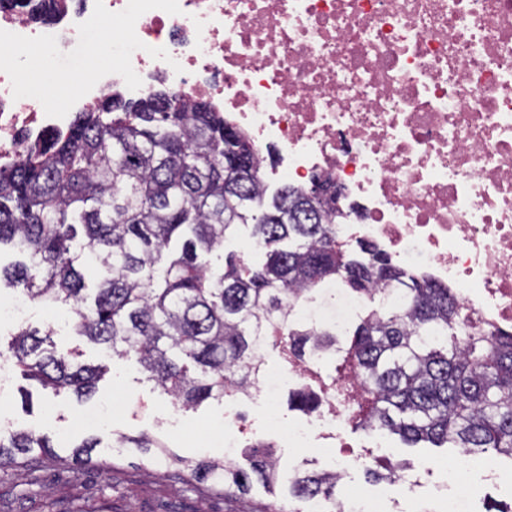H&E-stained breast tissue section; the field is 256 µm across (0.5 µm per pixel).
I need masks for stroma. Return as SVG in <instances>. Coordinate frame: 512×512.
Instances as JSON below:
<instances>
[{
  "mask_svg": "<svg viewBox=\"0 0 512 512\" xmlns=\"http://www.w3.org/2000/svg\"><path fill=\"white\" fill-rule=\"evenodd\" d=\"M26 323L43 332L51 331L57 349L78 351L82 363L105 365L108 372L95 396L87 401L77 400L70 392L56 395L36 386L30 388L33 409L27 413L20 399L26 382L15 368H8L0 382V419L22 422L47 436L62 460L35 472L23 465L0 471V512H97L103 504L110 512H261L265 507L287 505L289 485L296 473L333 467L345 455L359 453L367 443L366 433L351 426L341 436V448L328 459L319 458L316 449L290 446L285 435L288 426L305 420L306 415L289 407L288 399L304 388V378H294L283 386L278 424H264L261 399L245 400L244 412L260 426L257 432L241 433L225 425L223 403L209 400L197 410H184L147 380L135 356L103 352L76 335L68 308L50 313L31 304ZM104 405L113 407V415L95 423L87 421L89 411ZM120 433L160 438L172 457L160 462L148 454H117L111 444ZM88 439L98 440L99 446L91 453V466L81 469L68 458L74 446ZM258 440L272 444L280 459L281 477L275 486L256 480L247 494L221 497L208 493L205 483L189 486L174 478L176 458L220 460L229 443L234 446L232 464L247 468L246 453ZM373 458L403 463L408 473L421 475L422 485L414 491L398 482L385 483L387 498L397 499L401 512H408L414 498L429 512H444L446 503L438 496L437 485L445 481L448 466L473 460L474 455L465 448H436L424 442L411 446L389 435Z\"/></svg>",
  "mask_w": 512,
  "mask_h": 512,
  "instance_id": "obj_1",
  "label": "stroma"
}]
</instances>
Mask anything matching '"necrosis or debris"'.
Segmentation results:
<instances>
[{"mask_svg": "<svg viewBox=\"0 0 512 512\" xmlns=\"http://www.w3.org/2000/svg\"><path fill=\"white\" fill-rule=\"evenodd\" d=\"M99 0H69L41 23L0 7V30L52 35L62 52ZM139 17L131 56L140 88L101 78L74 111L109 91L158 88L206 101L240 129L265 180L344 188L337 244L373 243L415 276L448 287L476 331L512 334V0H179ZM154 48L169 57L151 56ZM70 117L14 99L0 71V166ZM297 367H262L249 392L269 418ZM326 413L289 428L331 453L357 413L323 391Z\"/></svg>", "mask_w": 512, "mask_h": 512, "instance_id": "4bbe7bcc", "label": "necrosis or debris"}]
</instances>
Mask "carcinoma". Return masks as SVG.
Wrapping results in <instances>:
<instances>
[{
    "label": "carcinoma",
    "mask_w": 512,
    "mask_h": 512,
    "mask_svg": "<svg viewBox=\"0 0 512 512\" xmlns=\"http://www.w3.org/2000/svg\"><path fill=\"white\" fill-rule=\"evenodd\" d=\"M39 21L58 16L59 0H0ZM160 90L138 101L109 95L75 114L65 134L49 132L8 166H0V287L67 306L75 333L119 356L134 354L160 390L183 409L244 388L254 369L263 320L292 299H312L339 282L375 296L398 288L403 303L364 317L344 353L358 372L366 406L358 427L388 431L409 444L475 448L512 456V335L465 337L449 289L415 277L370 243L336 248V200L311 202L284 185L266 197L260 160L240 130L210 104ZM249 176H239V164ZM266 250L261 264L235 252L212 267L202 258L224 250L240 226ZM98 273L88 287L82 269ZM287 349L300 359L310 346L329 349L336 329L293 322ZM56 350L50 333L19 326L7 351L21 376L58 395L97 392L107 368ZM294 406L312 412L315 394L300 390ZM112 447L162 448L145 435L120 434ZM251 470L220 461L180 463L176 478L209 481L216 495L244 494L257 479L272 484L280 461L252 445ZM50 441L21 427L0 437V470L51 464ZM336 475L306 471L292 498L330 500Z\"/></svg>",
    "instance_id": "cac0c4a2"
}]
</instances>
